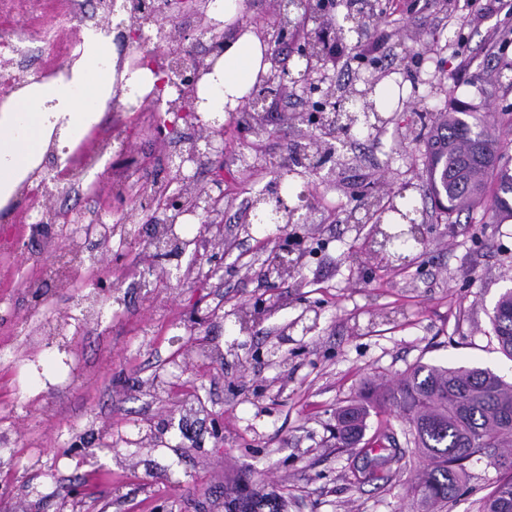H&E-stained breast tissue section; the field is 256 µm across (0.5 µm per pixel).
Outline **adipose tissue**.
<instances>
[{
  "mask_svg": "<svg viewBox=\"0 0 512 512\" xmlns=\"http://www.w3.org/2000/svg\"><path fill=\"white\" fill-rule=\"evenodd\" d=\"M245 0H212L210 16L224 25V52L198 84V110L205 119L225 117L270 69L268 44L245 24ZM117 55L111 38L98 37L70 79L33 84L0 107V191L11 192L48 145L53 129L76 138L115 92Z\"/></svg>",
  "mask_w": 512,
  "mask_h": 512,
  "instance_id": "ef3b65f1",
  "label": "adipose tissue"
}]
</instances>
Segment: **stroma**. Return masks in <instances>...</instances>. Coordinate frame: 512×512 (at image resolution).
<instances>
[{"label":"stroma","mask_w":512,"mask_h":512,"mask_svg":"<svg viewBox=\"0 0 512 512\" xmlns=\"http://www.w3.org/2000/svg\"><path fill=\"white\" fill-rule=\"evenodd\" d=\"M363 14L355 56L347 35L313 75L317 91L294 87L268 108L256 134L228 128L223 166L198 171V186L224 180L219 219L225 248L210 250L222 275L190 279L154 294L129 292L68 344L32 351L18 327L66 321L91 286L43 287L26 280L59 227L16 235L14 208L0 207V408H14L13 447L39 454L40 468L0 455V512H58L60 495L79 493L78 512H243L245 491L270 494L285 512H412L418 459L405 453L379 479L367 444L401 434L397 414L371 411L364 442L336 444L338 408L367 381L397 382L416 364L482 367L512 379L489 314L512 288V220L488 207L446 220L423 176L425 141L440 113L479 105L512 128V0H335L329 15ZM393 79L399 102L365 134L310 130L298 121L315 103L360 99L368 83ZM334 139L335 156L316 175L289 180L296 207L288 241L298 270L267 281L272 224L253 223L251 201L275 182L304 133ZM182 123L166 140L131 133L141 182L165 179L175 145L196 137ZM112 159L96 161L70 200L87 217H127V244L102 252L88 240L81 258L108 264L112 281L138 279L157 257L152 228L112 194ZM402 196L415 211L422 245L407 265L387 263L366 207ZM469 477L442 512H481L502 474L475 457Z\"/></svg>","instance_id":"35a3bbf8"}]
</instances>
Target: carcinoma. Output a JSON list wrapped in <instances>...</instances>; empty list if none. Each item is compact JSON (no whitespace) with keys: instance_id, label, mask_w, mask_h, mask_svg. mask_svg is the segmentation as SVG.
Listing matches in <instances>:
<instances>
[{"instance_id":"obj_1","label":"carcinoma","mask_w":512,"mask_h":512,"mask_svg":"<svg viewBox=\"0 0 512 512\" xmlns=\"http://www.w3.org/2000/svg\"><path fill=\"white\" fill-rule=\"evenodd\" d=\"M336 124L372 129L377 111L333 112ZM473 107L458 105L433 127L426 145V180L431 196L447 204L448 217L484 199L488 174L496 175L490 209L499 219L512 218V169L504 162L501 137L494 125L470 123ZM386 212L393 231L378 230L386 245L380 247L394 262L402 263L411 243H420L411 211L394 203ZM490 320L500 351L512 360V289L492 308ZM393 408L407 425L406 442L422 462L410 487L416 512H437L455 497L467 465L486 456L497 470L508 474L483 504V512H512V383L488 368L444 367L417 364L392 386L365 390L362 401L336 411V440L345 448L357 446L366 429L369 407ZM384 464L404 455L398 440L387 435L378 444Z\"/></svg>"}]
</instances>
